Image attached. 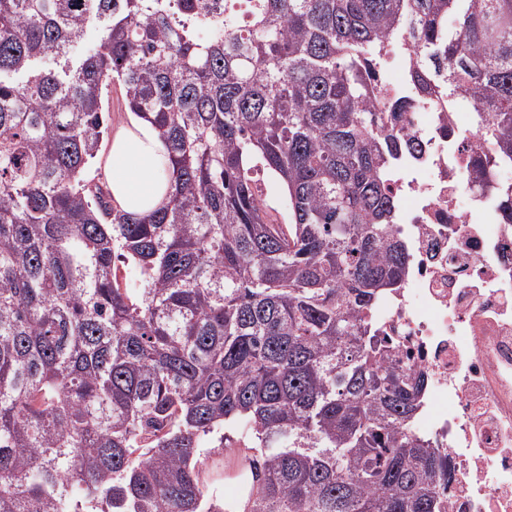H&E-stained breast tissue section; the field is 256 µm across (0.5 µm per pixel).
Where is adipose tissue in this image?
Instances as JSON below:
<instances>
[{
	"label": "adipose tissue",
	"instance_id": "adipose-tissue-1",
	"mask_svg": "<svg viewBox=\"0 0 512 512\" xmlns=\"http://www.w3.org/2000/svg\"><path fill=\"white\" fill-rule=\"evenodd\" d=\"M167 167L163 147L148 125L121 126L104 159L115 205L139 214L157 209L170 191Z\"/></svg>",
	"mask_w": 512,
	"mask_h": 512
}]
</instances>
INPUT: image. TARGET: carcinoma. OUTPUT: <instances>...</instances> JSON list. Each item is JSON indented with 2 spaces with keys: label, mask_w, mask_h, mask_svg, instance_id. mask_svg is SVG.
<instances>
[{
  "label": "carcinoma",
  "mask_w": 512,
  "mask_h": 512,
  "mask_svg": "<svg viewBox=\"0 0 512 512\" xmlns=\"http://www.w3.org/2000/svg\"><path fill=\"white\" fill-rule=\"evenodd\" d=\"M389 39L417 92L472 99L512 224V0H0V512H225L226 451L243 512H447L423 381L367 320L407 261ZM114 80L171 164L146 215L83 178ZM253 177L256 181L260 179L257 183L259 186L261 184L265 191L266 203L274 210L273 218L280 222L281 205L285 203V196L279 180L275 175L263 169L255 170Z\"/></svg>",
  "instance_id": "obj_1"
}]
</instances>
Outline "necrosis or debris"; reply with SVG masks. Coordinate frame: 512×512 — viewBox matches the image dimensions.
I'll list each match as a JSON object with an SVG mask.
<instances>
[{"mask_svg": "<svg viewBox=\"0 0 512 512\" xmlns=\"http://www.w3.org/2000/svg\"><path fill=\"white\" fill-rule=\"evenodd\" d=\"M410 67L389 47L374 100L379 112L409 100L394 131L416 148L387 182L406 273L369 320L394 348L392 366L424 378L415 430L451 452L448 512H512V224L500 221L499 197L472 182L485 149L474 121L414 96Z\"/></svg>", "mask_w": 512, "mask_h": 512, "instance_id": "necrosis-or-debris-1", "label": "necrosis or debris"}]
</instances>
